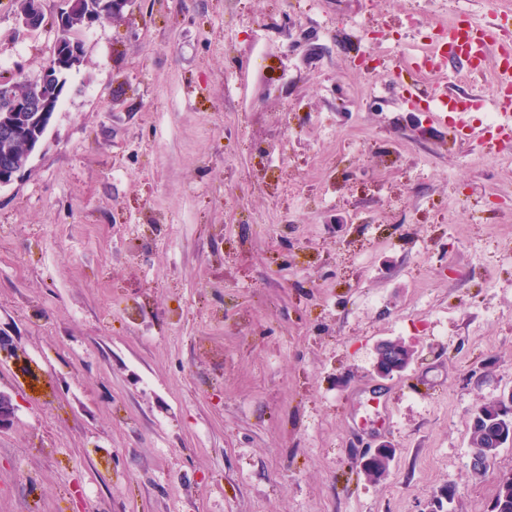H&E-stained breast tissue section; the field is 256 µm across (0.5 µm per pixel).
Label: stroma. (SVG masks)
<instances>
[{
	"label": "stroma",
	"instance_id": "1",
	"mask_svg": "<svg viewBox=\"0 0 512 512\" xmlns=\"http://www.w3.org/2000/svg\"><path fill=\"white\" fill-rule=\"evenodd\" d=\"M411 0H137L81 31L0 188V512H490L512 446V139L452 140L363 69ZM0 0V75L51 29ZM276 154H269L271 146ZM416 349L390 378L376 347ZM390 443L384 477L364 451ZM360 26L363 30V36L360 40V42L363 44V51L361 53L362 59L364 61L374 63V66L371 67L370 70H375L378 67H386L387 60L375 55L374 46L379 43L386 42L389 44L390 48H396V44L399 43L398 37L391 36L390 34H387L384 37H375L372 35V31L365 29L362 24H360ZM501 398L483 402L473 413L471 423V445L478 448L483 459L494 457L499 448L512 436V415L505 412ZM477 451L471 456L482 469L489 461L479 457Z\"/></svg>",
	"mask_w": 512,
	"mask_h": 512
}]
</instances>
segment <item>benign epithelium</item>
<instances>
[{
    "label": "benign epithelium",
    "mask_w": 512,
    "mask_h": 512,
    "mask_svg": "<svg viewBox=\"0 0 512 512\" xmlns=\"http://www.w3.org/2000/svg\"><path fill=\"white\" fill-rule=\"evenodd\" d=\"M134 0H94L79 24H74L71 7L64 0L51 20L55 30L54 47L50 58L34 80L26 78L0 79V136L14 140L25 133L24 150L21 157H13L12 163L0 169V187L12 184L18 174L26 170L32 154L39 149L44 135L38 140L30 137L27 127L19 126L13 117L22 113L29 117L30 126L47 128L52 122L65 88V74L80 65L85 58V45L78 31L109 22L129 11ZM18 24L24 32H36L45 26L43 0H31L18 15ZM414 349L402 341H383L377 346L376 373L383 377L399 374L411 363ZM16 406L11 395L0 392V428L9 426L14 418ZM393 457V448L381 445L368 456L375 474L386 475Z\"/></svg>",
    "instance_id": "benign-epithelium-1"
}]
</instances>
